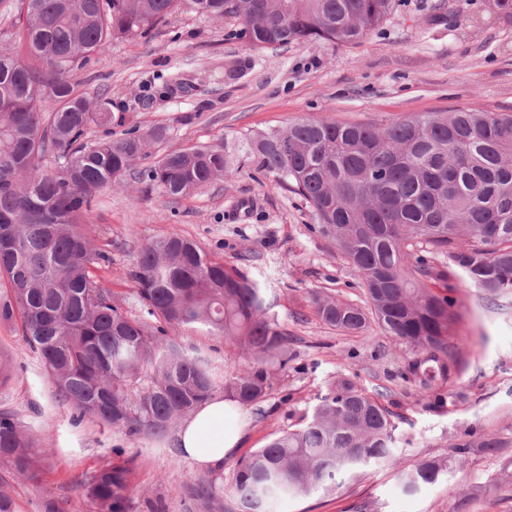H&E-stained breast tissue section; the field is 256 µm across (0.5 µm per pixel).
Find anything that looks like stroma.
<instances>
[{
    "label": "stroma",
    "mask_w": 512,
    "mask_h": 512,
    "mask_svg": "<svg viewBox=\"0 0 512 512\" xmlns=\"http://www.w3.org/2000/svg\"><path fill=\"white\" fill-rule=\"evenodd\" d=\"M239 30L231 17L178 12L146 37L113 41L104 56L72 72L81 91L110 100L113 133L166 129L127 173L125 187L98 194L87 232L111 253L103 287L132 314L140 306L127 272L141 247L161 235L192 239L227 267L270 282L290 333L287 369L272 374L259 409L231 411V422L244 430L242 444L222 467L206 471L183 456L175 433L133 442L94 420L74 422L19 326L0 324V356L14 368L0 384V410L15 412L48 453L37 481L0 461V490L16 512H42L48 498L62 512H93L86 479L122 455L135 472L129 512H152L156 504L163 512H202L184 493L188 479H231L240 457L297 427L332 380L350 375L394 413L401 465L448 454L471 428L510 445L493 455L468 454L447 482L413 496L402 493L395 470L372 467L335 494L284 500L271 512H354L362 503L368 512H456L462 495L472 498L466 512H512V305L496 309L459 275L449 276L463 354L443 390L458 399L428 406L408 372L404 345L376 327L367 341L338 332L310 307L307 298L317 291L358 304L365 295L335 246L309 231L312 216L301 197L247 168L174 203L137 182L138 171L169 151L299 119L383 126L425 112L512 113V19L486 11L485 0H395L376 31L348 45L259 49ZM183 341L212 349L227 374L246 366L232 342L206 329L187 331Z\"/></svg>",
    "instance_id": "stroma-1"
}]
</instances>
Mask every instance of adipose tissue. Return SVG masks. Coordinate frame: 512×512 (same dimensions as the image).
I'll return each mask as SVG.
<instances>
[{
    "label": "adipose tissue",
    "instance_id": "obj_1",
    "mask_svg": "<svg viewBox=\"0 0 512 512\" xmlns=\"http://www.w3.org/2000/svg\"><path fill=\"white\" fill-rule=\"evenodd\" d=\"M231 408V400L218 394L203 401L183 423L176 445L198 467H222L225 457L238 448L243 429L229 424Z\"/></svg>",
    "mask_w": 512,
    "mask_h": 512
}]
</instances>
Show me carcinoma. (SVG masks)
Listing matches in <instances>:
<instances>
[{
	"label": "carcinoma",
	"mask_w": 512,
	"mask_h": 512,
	"mask_svg": "<svg viewBox=\"0 0 512 512\" xmlns=\"http://www.w3.org/2000/svg\"><path fill=\"white\" fill-rule=\"evenodd\" d=\"M176 11L236 17L255 47L349 44L391 14L392 0H18L0 38V323H20L56 396L130 440L161 437L222 392L241 409L265 400L270 370L288 366V328L270 289L178 235L145 244L128 271L142 310L132 315L102 286L110 252L85 226L97 193L120 185L163 127L83 142L112 125L110 102L72 83L79 63L112 40L145 36ZM301 196L314 223L360 281L366 305L315 293L311 306L336 330L377 325L414 354L409 373L430 391L462 356L459 315L444 289L443 257L500 307L512 297V113H429L379 127L297 120L165 154L143 181L178 199L237 174L244 163ZM204 327L235 343L247 368L228 375L178 342ZM393 413L350 377H338L296 429L239 459L231 491L239 512L333 493L372 464L398 468ZM445 457L398 468L403 493L448 480L473 450L509 443L468 432ZM0 460L36 479L44 457L10 411H0ZM130 461L85 482L95 512H127ZM190 493L224 510V487L202 478Z\"/></svg>",
	"instance_id": "carcinoma-1"
}]
</instances>
